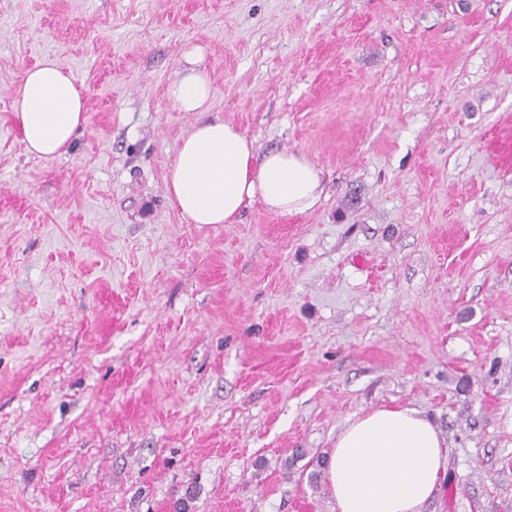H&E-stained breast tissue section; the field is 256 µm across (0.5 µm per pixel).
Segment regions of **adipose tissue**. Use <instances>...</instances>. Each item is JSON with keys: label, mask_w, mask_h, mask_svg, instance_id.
<instances>
[{"label": "adipose tissue", "mask_w": 512, "mask_h": 512, "mask_svg": "<svg viewBox=\"0 0 512 512\" xmlns=\"http://www.w3.org/2000/svg\"><path fill=\"white\" fill-rule=\"evenodd\" d=\"M166 87L178 112L209 111L212 87L197 70L198 50ZM14 117L28 153H67L85 121L83 90L57 61L44 58L13 88ZM165 189L185 222L234 224L241 211L262 203L270 212L299 214L320 201L321 173L288 150L257 156L255 143L233 124L199 120L182 140ZM448 448L414 408H379L339 432L324 471L337 512H421L446 470Z\"/></svg>", "instance_id": "1"}]
</instances>
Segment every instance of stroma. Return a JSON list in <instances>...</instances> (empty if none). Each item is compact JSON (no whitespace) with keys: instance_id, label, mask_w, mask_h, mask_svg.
Returning <instances> with one entry per match:
<instances>
[{"instance_id":"35a3bbf8","label":"stroma","mask_w":512,"mask_h":512,"mask_svg":"<svg viewBox=\"0 0 512 512\" xmlns=\"http://www.w3.org/2000/svg\"><path fill=\"white\" fill-rule=\"evenodd\" d=\"M194 48L312 210L182 220ZM47 56L86 97L55 159L12 108ZM380 407L447 445L423 512H512V0H0V512H336ZM190 66L166 87L165 96L170 107L177 112H209L212 87L209 79L194 66L199 61V51L192 49L185 54Z\"/></svg>"}]
</instances>
